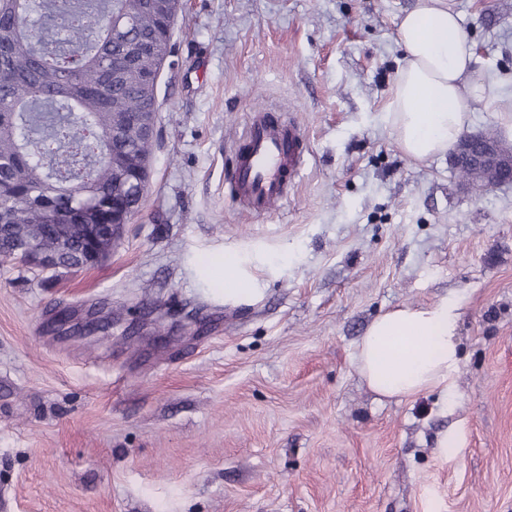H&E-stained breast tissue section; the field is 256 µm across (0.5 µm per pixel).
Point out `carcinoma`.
<instances>
[{"label":"carcinoma","instance_id":"cac0c4a2","mask_svg":"<svg viewBox=\"0 0 512 512\" xmlns=\"http://www.w3.org/2000/svg\"><path fill=\"white\" fill-rule=\"evenodd\" d=\"M0 0V252L32 248L76 266L89 225L71 213L112 199L130 212L132 178L152 157L140 112L157 121L154 79L170 53L176 4ZM149 50L130 56L133 44Z\"/></svg>","mask_w":512,"mask_h":512}]
</instances>
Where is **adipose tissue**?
<instances>
[{"mask_svg":"<svg viewBox=\"0 0 512 512\" xmlns=\"http://www.w3.org/2000/svg\"><path fill=\"white\" fill-rule=\"evenodd\" d=\"M397 41L404 63L387 106L391 129L412 159L444 154L462 134L474 104L495 100V88L473 76L475 55L455 0H417L399 21ZM458 318L459 305L448 298L379 316L358 344L361 377L387 398L452 389L459 367Z\"/></svg>","mask_w":512,"mask_h":512,"instance_id":"1","label":"adipose tissue"}]
</instances>
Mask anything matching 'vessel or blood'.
<instances>
[{"label":"vessel or blood","mask_w":512,"mask_h":512,"mask_svg":"<svg viewBox=\"0 0 512 512\" xmlns=\"http://www.w3.org/2000/svg\"><path fill=\"white\" fill-rule=\"evenodd\" d=\"M306 135L291 120L254 111L243 127L225 185L240 211L261 215L286 198L305 164Z\"/></svg>","instance_id":"vessel-or-blood-1"}]
</instances>
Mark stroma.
Returning <instances> with one entry per match:
<instances>
[{"mask_svg":"<svg viewBox=\"0 0 512 512\" xmlns=\"http://www.w3.org/2000/svg\"><path fill=\"white\" fill-rule=\"evenodd\" d=\"M415 0H180L145 204L78 272L0 264V512H512V183L476 196L387 120ZM512 147V0H457ZM295 118L287 200L225 166L255 108ZM233 253L250 296L213 270ZM454 297L460 369L384 398L369 324ZM67 310L75 327L50 330Z\"/></svg>","mask_w":512,"mask_h":512,"instance_id":"stroma-1","label":"stroma"}]
</instances>
